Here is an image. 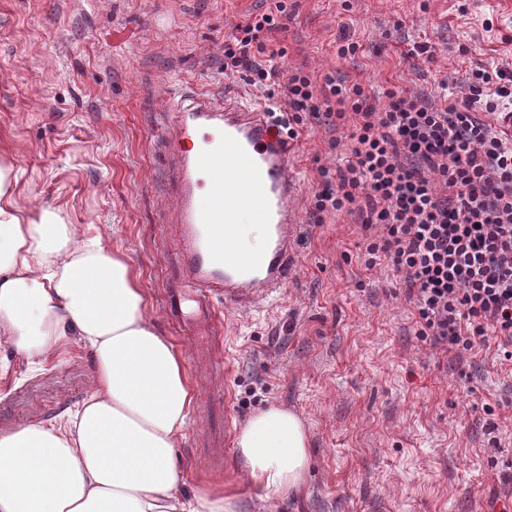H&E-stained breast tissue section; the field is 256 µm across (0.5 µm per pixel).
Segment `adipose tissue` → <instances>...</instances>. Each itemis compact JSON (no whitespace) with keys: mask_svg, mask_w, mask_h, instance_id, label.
Listing matches in <instances>:
<instances>
[{"mask_svg":"<svg viewBox=\"0 0 512 512\" xmlns=\"http://www.w3.org/2000/svg\"><path fill=\"white\" fill-rule=\"evenodd\" d=\"M10 173L0 161V334L32 358L79 337L94 392L66 426L0 435V512H235L231 495L175 494L195 391L181 350L147 314L138 276L54 214L25 220L2 206ZM236 446L259 501L304 489L309 438L295 412L254 414Z\"/></svg>","mask_w":512,"mask_h":512,"instance_id":"1","label":"adipose tissue"}]
</instances>
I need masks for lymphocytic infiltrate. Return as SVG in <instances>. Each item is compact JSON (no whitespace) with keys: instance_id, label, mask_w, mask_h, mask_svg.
<instances>
[{"instance_id":"lymphocytic-infiltrate-1","label":"lymphocytic infiltrate","mask_w":512,"mask_h":512,"mask_svg":"<svg viewBox=\"0 0 512 512\" xmlns=\"http://www.w3.org/2000/svg\"><path fill=\"white\" fill-rule=\"evenodd\" d=\"M286 11L236 24L224 42V71H250L262 85L275 68L253 53L263 31ZM318 94L309 76L293 73L284 86L293 111L335 126L349 119L345 165L315 207L339 210L363 199L365 228L378 233L369 255L389 261L401 277L420 324L434 344L466 352L500 337L512 361V135L492 117L512 104V70H472L467 96L439 107L402 87L385 89L383 108L369 105L360 86L328 80Z\"/></svg>"}]
</instances>
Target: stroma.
I'll use <instances>...</instances> for the list:
<instances>
[{
	"label": "stroma",
	"instance_id": "35a3bbf8",
	"mask_svg": "<svg viewBox=\"0 0 512 512\" xmlns=\"http://www.w3.org/2000/svg\"><path fill=\"white\" fill-rule=\"evenodd\" d=\"M266 50H285L278 83L224 73V37L268 0H0V160L13 167L12 207L48 211L121 251L140 275L150 318L181 348L196 403L179 439L178 495L224 487L236 512H502L512 504V362L496 340L471 352L419 336L413 304L386 261L367 267L375 233L359 212H318L351 131L304 118L297 270L270 308L223 311V345L178 324L181 293L163 114L179 88L236 86L274 96L289 74L360 85L370 104L400 85L460 96L468 69L512 65V0H285ZM426 41L432 60L405 58ZM356 43L355 54L336 48ZM73 336L32 364L0 336V435L51 423L93 391ZM276 406L303 420L305 491L265 505L238 462L235 437Z\"/></svg>",
	"mask_w": 512,
	"mask_h": 512
}]
</instances>
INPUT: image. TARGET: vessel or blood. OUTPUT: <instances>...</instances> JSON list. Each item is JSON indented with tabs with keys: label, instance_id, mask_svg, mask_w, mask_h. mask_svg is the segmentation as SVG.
Returning <instances> with one entry per match:
<instances>
[{
	"label": "vessel or blood",
	"instance_id": "vessel-or-blood-1",
	"mask_svg": "<svg viewBox=\"0 0 512 512\" xmlns=\"http://www.w3.org/2000/svg\"><path fill=\"white\" fill-rule=\"evenodd\" d=\"M174 135L168 184L185 297L206 317L207 335L223 331L214 301L241 311L273 300L296 267L295 144L265 101L237 92L215 98L179 90L167 118ZM261 224V252L241 244L238 227Z\"/></svg>",
	"mask_w": 512,
	"mask_h": 512
}]
</instances>
